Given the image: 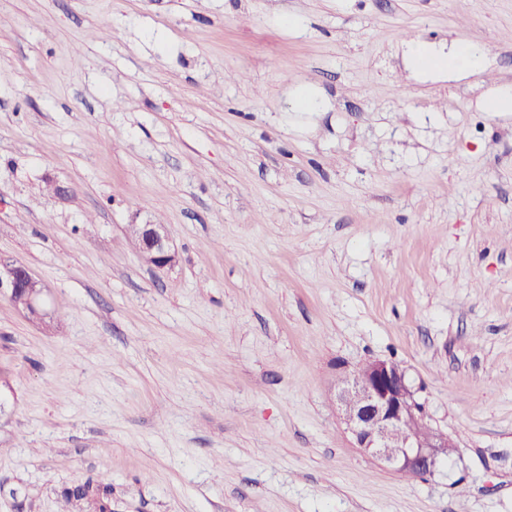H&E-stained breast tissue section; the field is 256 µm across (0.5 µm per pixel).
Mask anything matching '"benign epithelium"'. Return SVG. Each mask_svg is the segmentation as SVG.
Listing matches in <instances>:
<instances>
[{"label": "benign epithelium", "mask_w": 512, "mask_h": 512, "mask_svg": "<svg viewBox=\"0 0 512 512\" xmlns=\"http://www.w3.org/2000/svg\"><path fill=\"white\" fill-rule=\"evenodd\" d=\"M143 259L156 269L174 266L177 255L164 224H139ZM0 290L26 316H42L43 288L24 264L0 259ZM334 396L355 447L395 472L421 478L448 455L444 433L425 428L423 406L406 370L392 360L371 359L350 370L336 366Z\"/></svg>", "instance_id": "obj_1"}]
</instances>
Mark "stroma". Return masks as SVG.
I'll list each match as a JSON object with an SVG mask.
<instances>
[{"instance_id":"stroma-1","label":"stroma","mask_w":512,"mask_h":512,"mask_svg":"<svg viewBox=\"0 0 512 512\" xmlns=\"http://www.w3.org/2000/svg\"><path fill=\"white\" fill-rule=\"evenodd\" d=\"M504 86L512 0H0V257L47 312L0 292V512H512ZM369 359L434 473L353 447ZM416 56L419 60L425 61L427 65L435 68H441L448 65V69L457 67L459 65L469 68L477 63L475 56L460 57L456 53H448L447 56L434 55L428 53L424 48H416ZM139 229L137 241L143 259L156 269L174 266L177 255L164 224H133ZM0 290H6L13 306L25 316L43 315L41 302L43 288L24 264L0 259ZM334 396L355 448L395 472L421 478L432 473L448 448L444 433L426 429L423 406L406 370L392 360L371 359L354 370L336 366Z\"/></svg>"}]
</instances>
